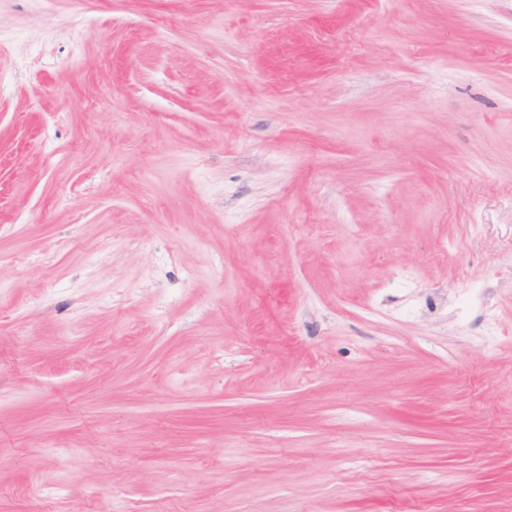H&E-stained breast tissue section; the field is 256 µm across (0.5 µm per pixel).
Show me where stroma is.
<instances>
[{
  "instance_id": "35a3bbf8",
  "label": "stroma",
  "mask_w": 512,
  "mask_h": 512,
  "mask_svg": "<svg viewBox=\"0 0 512 512\" xmlns=\"http://www.w3.org/2000/svg\"><path fill=\"white\" fill-rule=\"evenodd\" d=\"M161 501L512 512V0H0V512Z\"/></svg>"
}]
</instances>
